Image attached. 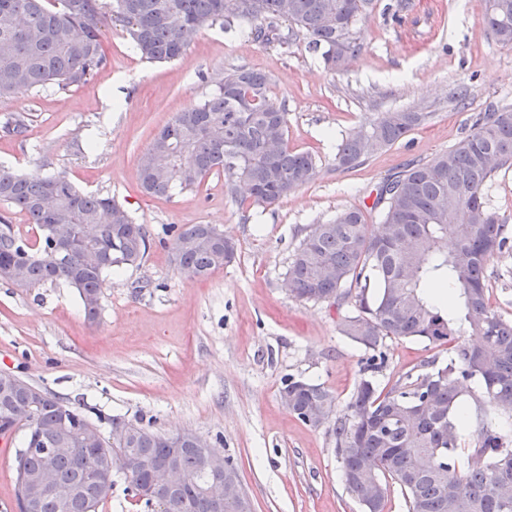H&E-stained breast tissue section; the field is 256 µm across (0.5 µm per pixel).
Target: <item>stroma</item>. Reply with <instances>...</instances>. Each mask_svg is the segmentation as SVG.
Masks as SVG:
<instances>
[{
  "label": "stroma",
  "instance_id": "35a3bbf8",
  "mask_svg": "<svg viewBox=\"0 0 512 512\" xmlns=\"http://www.w3.org/2000/svg\"><path fill=\"white\" fill-rule=\"evenodd\" d=\"M405 2L400 21L380 7L358 25L364 47L341 72L324 70L305 38L262 45L218 27L200 30L181 60L150 63L109 19L106 62L86 83L0 99V124L26 118L23 133L0 127V165L26 176L63 172L82 190L114 196L149 238L140 266L106 277L94 324L67 284L24 292L0 281V372L102 415L106 435L114 415L206 438L233 462L253 512H362L328 425L303 423L280 398L294 378L346 406L370 356L340 330L355 299L296 300L288 264L313 225L372 205L388 176L448 151L490 105L512 106V46L486 30L482 0ZM237 67L270 74V95L287 108L288 145L315 155L316 178L263 210L229 193L220 174L168 197L144 194L138 163L154 135ZM405 110L431 118L359 166L337 167L343 138L377 113ZM169 224L216 225L235 242L234 260L188 278L171 262ZM489 272L490 303L512 319V248ZM381 352L374 376L385 390L425 362H448L447 347L417 340L389 338Z\"/></svg>",
  "mask_w": 512,
  "mask_h": 512
}]
</instances>
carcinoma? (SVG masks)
<instances>
[{
	"instance_id": "carcinoma-1",
	"label": "carcinoma",
	"mask_w": 512,
	"mask_h": 512,
	"mask_svg": "<svg viewBox=\"0 0 512 512\" xmlns=\"http://www.w3.org/2000/svg\"><path fill=\"white\" fill-rule=\"evenodd\" d=\"M0 0V98L20 89L79 86L105 63L100 39L101 0ZM375 0H112V19L122 23L134 48L151 62L182 59L206 27L235 29L254 42L287 45L301 34L329 71L344 70L362 44L356 25ZM486 28L512 45V0H483ZM290 24L282 31L278 20ZM270 77L237 68L224 73L215 93L177 113L139 159L146 194L169 196L224 173L227 189L245 183L251 205L268 208L312 182L317 161L288 147L285 105L269 95ZM431 118L429 112H382L337 146L336 166L351 169L375 148L392 146ZM512 164V108L480 114L470 132L448 151L387 179L370 208L353 206L313 225L288 265L290 293L301 301L336 302L360 293L342 332L367 350L387 338L421 339L450 349L448 363L425 364L387 392L364 377L340 411L325 387L291 380L281 392L302 422H330L349 492L365 512H383L389 483L398 485L408 512H512V321L488 298V266L512 241L509 218L488 203L484 188ZM53 193L57 209L41 200ZM0 200L24 212L37 228L29 244L0 217V281L30 290L64 282L76 289L87 321L101 314L107 273L136 266L148 249L145 225L136 224L112 197L86 193L63 173L33 181L0 167ZM380 230L370 231L369 212ZM210 224L171 225L172 262L190 278H207L234 258L236 247ZM102 254L90 265L84 241ZM442 279L457 290L459 309L434 299L426 287ZM377 289L373 299L368 288ZM0 388V437L25 429L17 454L15 501L38 493L40 512H99L114 485L99 481L112 470L115 449L125 446L139 464L122 477L144 512L143 496L155 463L168 459V435L121 418H107L119 437L85 433L96 428L80 406L54 394L36 398L30 383ZM475 380L477 389L462 382ZM468 439L470 446L461 447ZM81 449L53 457L49 441ZM186 480L164 512H209L201 487L199 450L175 458ZM69 483L79 494L62 504L42 482Z\"/></svg>"
}]
</instances>
